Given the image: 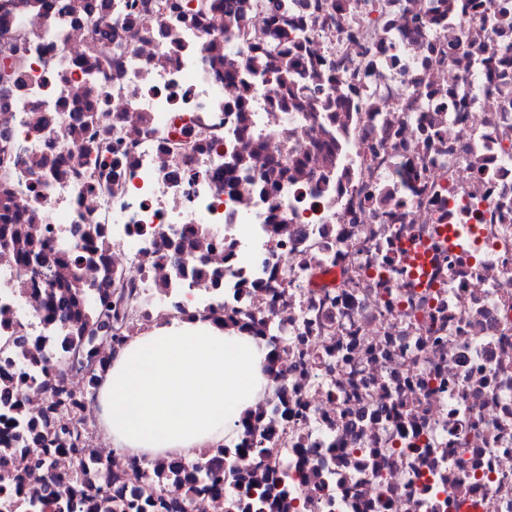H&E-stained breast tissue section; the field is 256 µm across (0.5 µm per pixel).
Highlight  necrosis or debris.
Masks as SVG:
<instances>
[{"label":"necrosis or debris","instance_id":"obj_1","mask_svg":"<svg viewBox=\"0 0 512 512\" xmlns=\"http://www.w3.org/2000/svg\"><path fill=\"white\" fill-rule=\"evenodd\" d=\"M315 2L0 0V374L20 381L0 449L29 488L44 473L26 426L58 389L93 453L54 468L144 486L96 430L87 372L109 371L110 343L64 346L107 283L132 292L137 331L233 315L271 353L274 393L237 449L186 463L223 460V493L182 488L183 512H230L246 487L266 490L261 512H512V67L480 82L512 31L467 0H381L382 32L365 0ZM274 29L300 52L285 83L249 71ZM369 40L373 94L353 77ZM459 42L472 55H444ZM78 286L48 320L47 298Z\"/></svg>","mask_w":512,"mask_h":512}]
</instances>
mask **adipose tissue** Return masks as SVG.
I'll list each match as a JSON object with an SVG mask.
<instances>
[{
    "label": "adipose tissue",
    "instance_id": "1",
    "mask_svg": "<svg viewBox=\"0 0 512 512\" xmlns=\"http://www.w3.org/2000/svg\"><path fill=\"white\" fill-rule=\"evenodd\" d=\"M267 350L209 318L171 320L133 336L99 390V425L131 456L192 459L223 445L266 395Z\"/></svg>",
    "mask_w": 512,
    "mask_h": 512
}]
</instances>
